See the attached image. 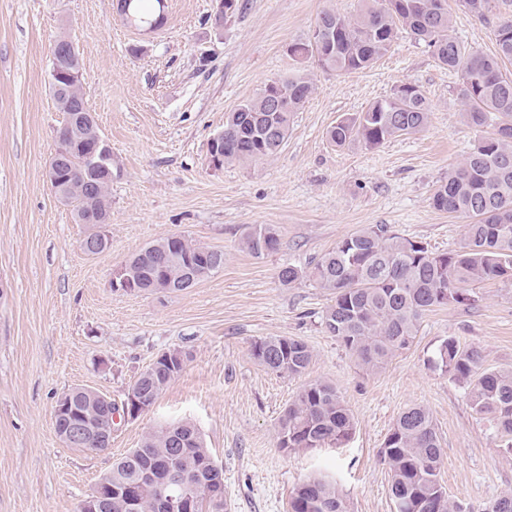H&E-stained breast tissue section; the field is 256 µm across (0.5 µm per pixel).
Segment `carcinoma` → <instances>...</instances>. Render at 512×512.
Wrapping results in <instances>:
<instances>
[{
	"mask_svg": "<svg viewBox=\"0 0 512 512\" xmlns=\"http://www.w3.org/2000/svg\"><path fill=\"white\" fill-rule=\"evenodd\" d=\"M358 13L344 15L330 8L317 19L315 34L288 46L295 69L276 79L275 93L284 103L269 110L259 95L240 104L224 121V161L255 162L275 157L284 145L294 112L314 91L305 63L314 60L331 72L369 68L391 48L400 32L423 43L444 67L460 74L464 118L484 128L497 118L493 132L482 136L472 152L448 172L431 197L438 211L470 219L460 249L434 253L418 241L385 225L360 229L339 241L305 273L283 267L278 278L290 286L300 277L311 279L332 295L322 315L325 332L338 340L366 371L383 367L414 341L429 312L469 300V287L489 280H512V76L503 71L512 62V18L493 26L495 52L467 49L451 34L447 0H362ZM482 19L491 0H459ZM134 24L160 18L163 0H126ZM59 111H89L82 89L71 98L55 99ZM428 101L414 84H403L366 111L347 117L328 130L338 147L360 144L374 149L386 141L415 134L428 124ZM57 197L72 208L78 224H97L100 204L109 202L110 183L84 151L70 152L58 170ZM243 247L261 257L277 251L276 228H251ZM224 267V252L194 243L186 236L169 237L142 248L123 263V277L138 292L166 286L172 292L194 287ZM252 355L267 369L290 377L302 375L312 360L308 344L298 338L270 336L252 345ZM186 355L169 350L134 381L130 390L150 409L162 391L183 370ZM436 363L469 389L474 410L493 423L503 447L512 451V369L485 370L475 347L448 337L438 349ZM78 413L90 431L83 449L104 453L110 445L98 437L112 432V416L103 394L74 388ZM354 421L336 387L328 382L304 386L279 422L278 445L284 450L339 447L351 437ZM380 456L391 475L396 512H466L448 497L440 483L442 450L429 411L406 408L384 441ZM112 496L97 512H169L168 498L185 501L183 512H223V469L211 457L201 432L188 420L166 423L147 433L138 447L112 464L102 477ZM141 490L135 507L124 491ZM291 512H347L336 479L317 474L302 482L291 500Z\"/></svg>",
	"mask_w": 512,
	"mask_h": 512,
	"instance_id": "1",
	"label": "carcinoma"
}]
</instances>
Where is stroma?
Masks as SVG:
<instances>
[{
    "label": "stroma",
    "mask_w": 512,
    "mask_h": 512,
    "mask_svg": "<svg viewBox=\"0 0 512 512\" xmlns=\"http://www.w3.org/2000/svg\"><path fill=\"white\" fill-rule=\"evenodd\" d=\"M243 2L217 27L213 0H165L163 25L148 32L123 22L113 0H0V512H79L113 461L180 419L197 425L224 468V512H291L295 488L322 470L335 474L349 512H395L380 450L412 405L433 417L449 497L487 512L512 492V454L467 388L432 359L452 336L479 347L484 368H512V281L474 285L470 301L430 312L409 348L368 372L325 332L329 294L277 277L288 264L309 269L375 224L437 253L462 245L466 218L430 203L481 136L462 119L461 79L400 34L368 69L311 67L315 90L277 156L210 169L209 143L225 115L294 68L289 43L310 35L325 9H360L359 0ZM491 5L481 19L448 0L464 46L493 52V19L512 16V0ZM62 35L76 45L88 107L112 150L111 247L94 256L81 247L90 225L75 223L47 177L64 121L50 88ZM405 83L429 103L423 131L375 149L329 141L338 120ZM256 224L277 228L278 251L243 248ZM173 234L223 251V268L180 292L113 290L117 267ZM269 336L308 344L303 375L273 373L253 357V342ZM173 349L187 356L183 370L150 411L114 422L109 452L59 439L53 412L64 393L86 387L122 402ZM314 381L336 387L352 436L338 448H279L284 410Z\"/></svg>",
    "instance_id": "35a3bbf8"
}]
</instances>
